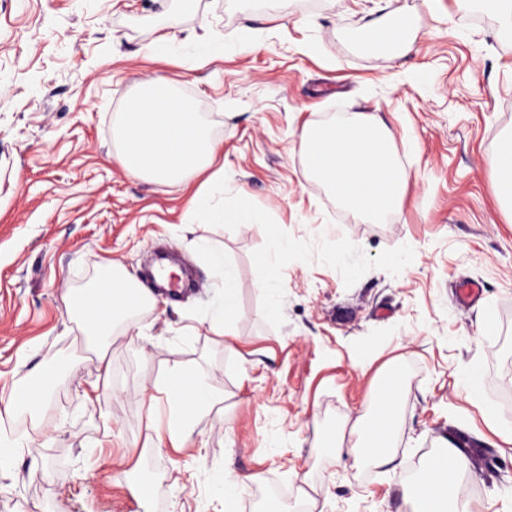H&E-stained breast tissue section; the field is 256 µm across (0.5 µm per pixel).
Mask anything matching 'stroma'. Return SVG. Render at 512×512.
Masks as SVG:
<instances>
[{"mask_svg": "<svg viewBox=\"0 0 512 512\" xmlns=\"http://www.w3.org/2000/svg\"><path fill=\"white\" fill-rule=\"evenodd\" d=\"M378 17L407 24V56L363 49ZM495 31L454 0H0V397L59 371L53 437L0 473V512H263L272 497L293 512H408L405 484L445 439L481 452L460 487L474 512H512V202L483 167L512 133V39ZM202 37L227 50L187 68ZM160 75L223 138V177L170 186L116 161L118 114ZM367 111L412 173L378 223L293 147L302 126ZM202 191L259 223L211 221L192 206ZM269 224L290 251L271 252ZM202 238L240 285L224 338L209 330L221 295ZM159 251L182 285L116 337L114 394L92 404L96 363L61 296L111 263L144 280ZM463 280L482 286L473 304L457 299ZM176 363L222 401L185 447L158 453L146 390ZM393 367L396 466L354 465L311 421L368 417ZM227 470L262 481L228 505ZM140 481L173 491L143 501L129 489Z\"/></svg>", "mask_w": 512, "mask_h": 512, "instance_id": "obj_1", "label": "stroma"}]
</instances>
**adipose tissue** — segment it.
Instances as JSON below:
<instances>
[{"mask_svg": "<svg viewBox=\"0 0 512 512\" xmlns=\"http://www.w3.org/2000/svg\"><path fill=\"white\" fill-rule=\"evenodd\" d=\"M119 143L117 158L129 173L156 181L184 182L204 170L222 154L223 140L175 95L170 81L153 78L133 97L112 128ZM390 133L368 114L359 113L346 126L303 127L296 136L311 174L326 184L346 206L369 218L395 210L399 189L411 174L387 147ZM485 169L494 191L512 199V135L501 140L485 157ZM66 313L75 321L101 368L110 365L112 338L126 333L139 314L153 310L155 299L121 266H107L93 288L66 292ZM49 372L22 377L0 400V422L28 417L23 434L0 432V471L10 466L24 445L48 433L51 404ZM152 388L168 403L164 427L151 446L163 450L191 437L197 418L220 401L201 381L199 369L175 365L156 378ZM376 416L357 430L351 445L336 442L338 453L357 465L388 466L394 461L397 416L392 392L375 401ZM470 469L467 457L451 441H444L427 462L422 478L406 490L410 512H472L456 487Z\"/></svg>", "mask_w": 512, "mask_h": 512, "instance_id": "adipose-tissue-1", "label": "adipose tissue"}]
</instances>
